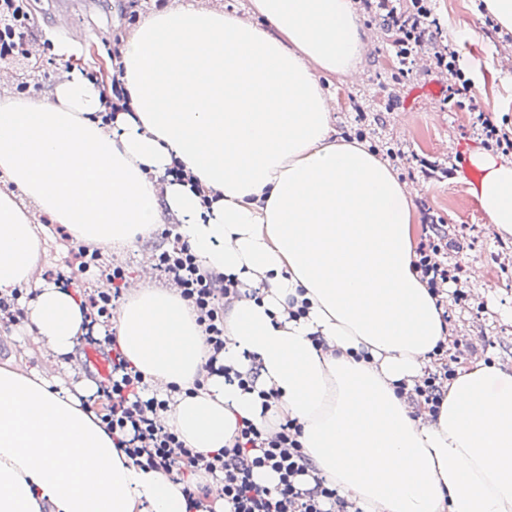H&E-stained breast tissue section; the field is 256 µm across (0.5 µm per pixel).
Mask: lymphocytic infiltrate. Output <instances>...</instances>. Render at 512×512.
Segmentation results:
<instances>
[{
    "label": "lymphocytic infiltrate",
    "mask_w": 512,
    "mask_h": 512,
    "mask_svg": "<svg viewBox=\"0 0 512 512\" xmlns=\"http://www.w3.org/2000/svg\"><path fill=\"white\" fill-rule=\"evenodd\" d=\"M361 4L394 31L393 46L400 59V72L410 75L412 50L422 48L426 35L438 24L425 0H415V9L409 14L402 11L398 0H361ZM448 247L447 225L430 224L414 250L416 273L440 301L450 295L458 299L464 296L459 288L461 266L439 260ZM75 257L79 275L105 278L113 284L110 292L83 295L92 323L106 324L112 317L113 301L121 294L119 284L125 278V270L116 263L101 266L99 250L91 243L79 244ZM151 261L191 303L196 321L206 333L211 352L208 363L216 365L224 351V315L240 295L237 280L201 265L186 245L160 250L153 254ZM101 343L112 353V380L97 388L98 397L110 403L101 419L118 447L136 464L168 473L178 471L187 479L200 471L218 478L219 497L228 512H349L347 502L321 478L304 482L310 463L298 439L300 428L294 421H285L277 432L269 434L243 419L233 447L208 455L198 453L159 423L158 417L167 410L168 402L155 396L145 397L148 384L123 356L115 334L105 333ZM433 358V369L427 370L415 383L409 398L416 409L434 415L439 410L446 382L457 374V358L444 342L437 344ZM260 470L277 474L274 488L256 483L254 475Z\"/></svg>",
    "instance_id": "obj_1"
}]
</instances>
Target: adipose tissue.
Here are the masks:
<instances>
[{
    "label": "adipose tissue",
    "instance_id": "adipose-tissue-1",
    "mask_svg": "<svg viewBox=\"0 0 512 512\" xmlns=\"http://www.w3.org/2000/svg\"><path fill=\"white\" fill-rule=\"evenodd\" d=\"M252 8L250 20L199 0L144 6L115 62L120 101L79 66L38 99H0V293L29 298L31 334L71 355L82 298L37 274L48 224L104 251L174 224L239 282L225 364L259 367L253 393L208 374L179 291L126 296L120 349L172 394L163 420L188 447H232L242 418L292 419L316 473L361 512H512V371L473 364L430 420L397 392L447 327L413 269L406 185L330 137L322 80L366 51L353 0ZM472 161L489 223L512 237V165ZM94 390L0 368V512H190L183 482L134 463L84 407Z\"/></svg>",
    "mask_w": 512,
    "mask_h": 512
}]
</instances>
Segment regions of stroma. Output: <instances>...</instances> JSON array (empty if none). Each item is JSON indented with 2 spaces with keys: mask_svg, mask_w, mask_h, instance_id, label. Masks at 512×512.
Instances as JSON below:
<instances>
[{
  "mask_svg": "<svg viewBox=\"0 0 512 512\" xmlns=\"http://www.w3.org/2000/svg\"><path fill=\"white\" fill-rule=\"evenodd\" d=\"M33 4L32 43L55 41L70 24H78L84 42L75 55L94 70L120 42L115 15L130 14L139 0H33ZM431 8L440 35L426 42L416 69L406 77L399 72V60L379 21L364 16L368 52L354 71L330 78L327 85L333 128L340 136L364 129L367 145L401 151L395 171L412 197L413 240L421 239L424 220L430 216L447 224L449 237L464 244L459 259L471 306L449 312L453 333L463 342V366L492 358L512 370V238H500L488 224L464 176L456 171L447 178L429 179L420 168L425 160L457 168L484 150L482 137L469 120L468 103H445L443 95L433 91L438 80L427 67L437 44L459 49L478 107L490 122L511 129L512 42L487 23L479 0H432ZM35 62L40 65V85L55 79L59 62L52 54H16L0 62V69L7 71L9 84L14 85ZM12 362L64 384L75 378L74 362H55L23 320L0 323V366Z\"/></svg>",
  "mask_w": 512,
  "mask_h": 512,
  "instance_id": "obj_1",
  "label": "stroma"
}]
</instances>
